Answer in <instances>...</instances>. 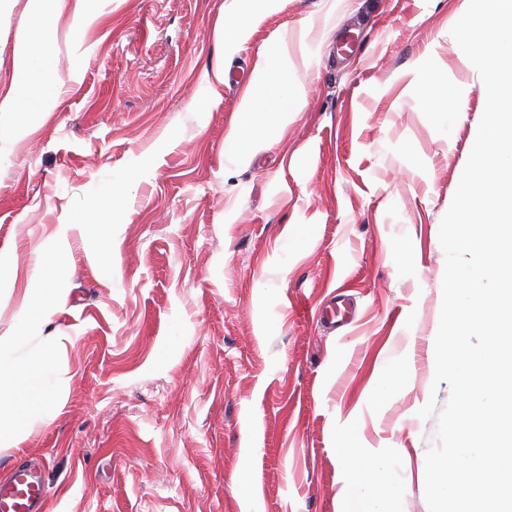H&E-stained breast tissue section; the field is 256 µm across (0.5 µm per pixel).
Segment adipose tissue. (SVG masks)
<instances>
[{
    "instance_id": "obj_1",
    "label": "adipose tissue",
    "mask_w": 512,
    "mask_h": 512,
    "mask_svg": "<svg viewBox=\"0 0 512 512\" xmlns=\"http://www.w3.org/2000/svg\"><path fill=\"white\" fill-rule=\"evenodd\" d=\"M22 5L31 21L13 37L12 75L0 82V155L11 152L30 135L23 124L10 118L22 112H51L58 104L60 88L75 81V71L61 72L53 56L42 46L45 31L66 26L74 43H81L84 31L97 19V0H0V11ZM259 18L251 0H225L224 13L215 26V38L228 46L248 39ZM290 61L280 41L269 42L264 59L252 72L225 138L234 161L247 164L258 152L276 140L307 104L304 86L288 78ZM422 91V103L438 120L442 133H450L459 118L463 92L441 84L423 67L415 72Z\"/></svg>"
}]
</instances>
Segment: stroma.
I'll return each instance as SVG.
<instances>
[{
    "instance_id": "35a3bbf8",
    "label": "stroma",
    "mask_w": 512,
    "mask_h": 512,
    "mask_svg": "<svg viewBox=\"0 0 512 512\" xmlns=\"http://www.w3.org/2000/svg\"><path fill=\"white\" fill-rule=\"evenodd\" d=\"M225 0H111L51 115L0 160V264L24 288L72 202L156 154L130 192L114 273L86 235L63 247L62 408L0 454L45 457L47 512H346L355 471L381 458L389 512H429L425 457L447 384H434L439 240L485 102L450 34L464 0H281L231 51ZM285 37L308 103L239 166L224 138L267 41ZM428 64L468 84L449 138L412 84ZM239 72L220 99L204 70ZM179 136H172L173 128ZM346 296L353 319L321 312ZM408 370L400 383L389 369Z\"/></svg>"
}]
</instances>
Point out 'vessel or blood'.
Wrapping results in <instances>:
<instances>
[{
  "label": "vessel or blood",
  "instance_id": "1",
  "mask_svg": "<svg viewBox=\"0 0 512 512\" xmlns=\"http://www.w3.org/2000/svg\"><path fill=\"white\" fill-rule=\"evenodd\" d=\"M47 499L41 463H14L8 477L0 479V512H46Z\"/></svg>",
  "mask_w": 512,
  "mask_h": 512
}]
</instances>
